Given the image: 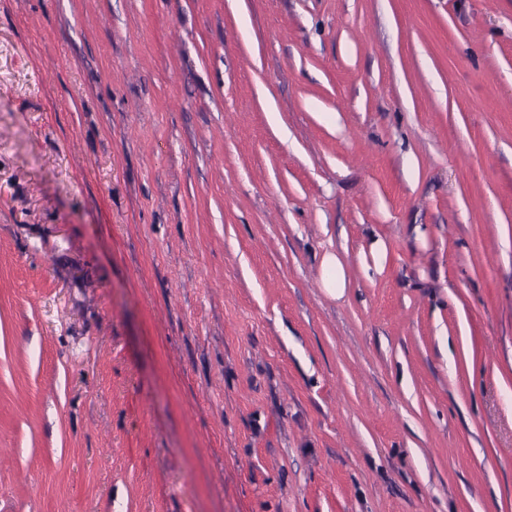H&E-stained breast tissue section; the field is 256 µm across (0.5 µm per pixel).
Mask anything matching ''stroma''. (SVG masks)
Returning a JSON list of instances; mask_svg holds the SVG:
<instances>
[{"mask_svg": "<svg viewBox=\"0 0 512 512\" xmlns=\"http://www.w3.org/2000/svg\"><path fill=\"white\" fill-rule=\"evenodd\" d=\"M0 512H512V0H0ZM323 286L333 294H342L347 281L343 262L334 254H326L321 260Z\"/></svg>", "mask_w": 512, "mask_h": 512, "instance_id": "stroma-1", "label": "stroma"}]
</instances>
